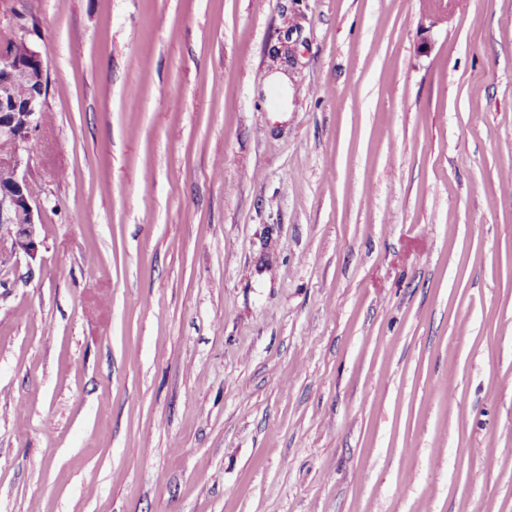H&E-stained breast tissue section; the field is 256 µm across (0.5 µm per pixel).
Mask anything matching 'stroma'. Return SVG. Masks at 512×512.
I'll return each mask as SVG.
<instances>
[{"mask_svg":"<svg viewBox=\"0 0 512 512\" xmlns=\"http://www.w3.org/2000/svg\"><path fill=\"white\" fill-rule=\"evenodd\" d=\"M9 38L50 120L0 512H512V0H0Z\"/></svg>","mask_w":512,"mask_h":512,"instance_id":"1","label":"stroma"}]
</instances>
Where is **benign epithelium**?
Here are the masks:
<instances>
[{"instance_id": "benign-epithelium-1", "label": "benign epithelium", "mask_w": 512, "mask_h": 512, "mask_svg": "<svg viewBox=\"0 0 512 512\" xmlns=\"http://www.w3.org/2000/svg\"><path fill=\"white\" fill-rule=\"evenodd\" d=\"M28 58L36 67L0 57V168L11 173V181L0 185V252L10 262L22 255L36 259L41 244L35 220L40 202L28 187L33 180L30 142L41 128L46 79L42 54L31 50ZM30 79L38 82L37 90L23 101L16 99L13 85Z\"/></svg>"}]
</instances>
